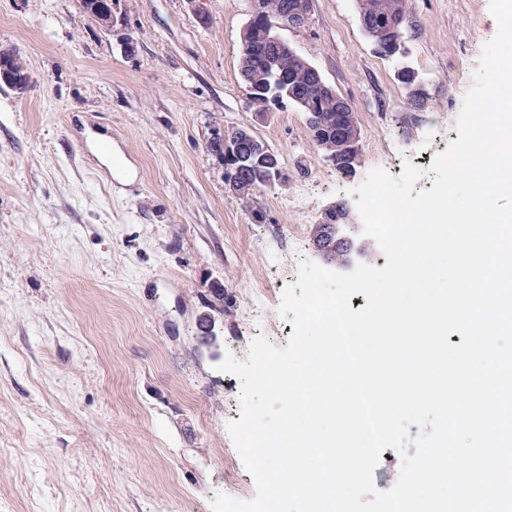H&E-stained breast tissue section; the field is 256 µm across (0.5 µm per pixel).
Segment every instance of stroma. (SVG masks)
<instances>
[{
	"label": "stroma",
	"mask_w": 512,
	"mask_h": 512,
	"mask_svg": "<svg viewBox=\"0 0 512 512\" xmlns=\"http://www.w3.org/2000/svg\"><path fill=\"white\" fill-rule=\"evenodd\" d=\"M490 0H408L405 52L384 56L356 0H310L280 32L357 113L361 162L336 171L289 106L258 121L238 65L245 0H0V49L24 92L0 86V512H211L254 498L226 456L241 384L219 371L252 341L288 344L279 307L311 227L376 168L426 169L484 45ZM208 25H199L195 11ZM137 42L135 54L122 48ZM413 69L428 93L409 105ZM254 127L284 179L243 200L208 149ZM111 155L103 166L92 136ZM1 56L6 59L10 69L16 74L10 72L8 65H0V82L4 83L5 86H11L16 91H23L28 83L27 77L18 75L27 73V67L23 59L12 50L6 49L0 50Z\"/></svg>",
	"instance_id": "stroma-1"
}]
</instances>
